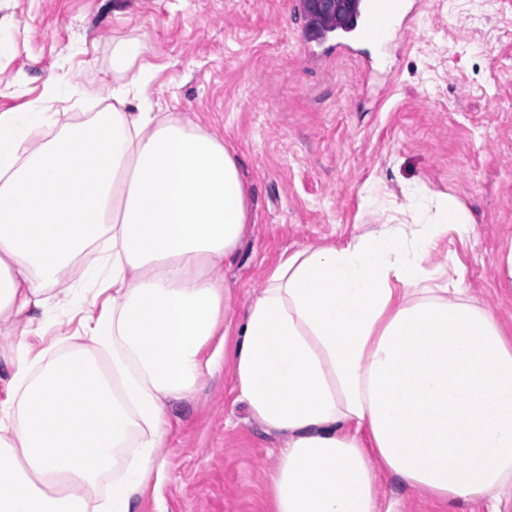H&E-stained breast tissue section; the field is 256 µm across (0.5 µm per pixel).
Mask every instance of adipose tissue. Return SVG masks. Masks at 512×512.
Here are the masks:
<instances>
[{
    "instance_id": "adipose-tissue-1",
    "label": "adipose tissue",
    "mask_w": 512,
    "mask_h": 512,
    "mask_svg": "<svg viewBox=\"0 0 512 512\" xmlns=\"http://www.w3.org/2000/svg\"><path fill=\"white\" fill-rule=\"evenodd\" d=\"M140 64V63H139ZM114 105L40 144L52 115L0 113V326L20 325L0 411V512H131L169 434L167 405L222 363L282 436L272 512H382L375 467L434 500L499 501L512 484V339L430 258L472 231L414 185L413 228L382 224L282 258L223 352L224 264L248 232L237 156L177 112ZM71 288L51 291L70 271ZM104 299L79 341L33 354L36 315Z\"/></svg>"
}]
</instances>
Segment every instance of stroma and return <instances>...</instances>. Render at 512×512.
Masks as SVG:
<instances>
[{"label": "stroma", "instance_id": "1", "mask_svg": "<svg viewBox=\"0 0 512 512\" xmlns=\"http://www.w3.org/2000/svg\"><path fill=\"white\" fill-rule=\"evenodd\" d=\"M301 0H0V112L46 104L58 125L80 120L127 82L112 70L122 41L154 65L144 96L223 136L251 196V230L224 266L240 325L283 255L387 221L409 222L408 185L452 196L475 232L449 230L432 257L461 275L472 303L512 336V0H421L389 51L337 54ZM69 101L47 102V87ZM95 93L84 96L83 88ZM374 183L381 207L367 211ZM458 271H450L451 262ZM34 351L64 347L78 318L40 315ZM159 481L132 512H269L270 473L283 446L251 418L223 365L194 395L172 401ZM394 512H490L486 501L440 504L379 473Z\"/></svg>", "mask_w": 512, "mask_h": 512}]
</instances>
